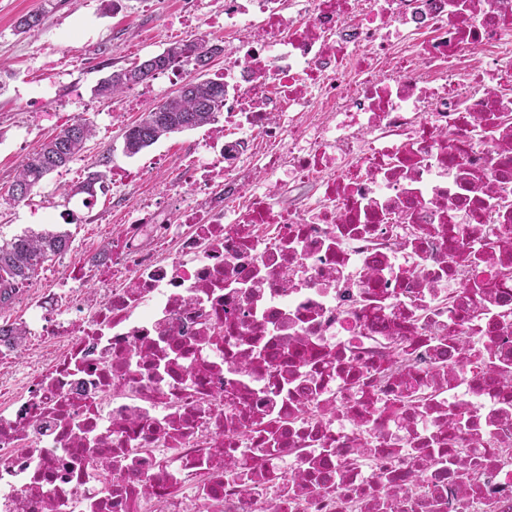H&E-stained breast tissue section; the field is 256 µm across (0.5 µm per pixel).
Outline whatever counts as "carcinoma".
Wrapping results in <instances>:
<instances>
[{
  "label": "carcinoma",
  "mask_w": 512,
  "mask_h": 512,
  "mask_svg": "<svg viewBox=\"0 0 512 512\" xmlns=\"http://www.w3.org/2000/svg\"><path fill=\"white\" fill-rule=\"evenodd\" d=\"M45 24V16L34 13L21 17L17 27L27 34L39 31ZM224 54V46L205 39L189 44L175 43L157 61L148 64L144 59L131 67L114 71L98 85L96 92L106 98L122 94L126 89L142 84L177 64H184L194 76L165 100L148 110L135 124L128 127L123 136V150L134 156L162 137L210 125L217 113L224 109V96L214 90L224 87V78H203L212 61ZM95 136V125L88 118H78L44 142L40 148L18 167L8 190V201L26 200L34 188L52 172L66 166L81 154L88 141ZM97 169L87 171L85 178L65 190L64 196L85 194L96 197L93 188L106 192L109 181V158L96 163ZM71 246V234L56 228L40 232L27 230L9 240H0V309L8 308L16 294L24 288L42 266L55 257L66 253ZM28 330L23 323L0 324V336H11L17 352L24 353L28 346L25 336Z\"/></svg>",
  "instance_id": "cac0c4a2"
}]
</instances>
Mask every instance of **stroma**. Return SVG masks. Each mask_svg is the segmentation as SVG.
<instances>
[{"label": "stroma", "mask_w": 512, "mask_h": 512, "mask_svg": "<svg viewBox=\"0 0 512 512\" xmlns=\"http://www.w3.org/2000/svg\"><path fill=\"white\" fill-rule=\"evenodd\" d=\"M223 6L224 0H0V239L54 224L72 234L69 251L39 270L31 289L62 282L72 266L96 263L143 200L181 190L180 159L205 139L206 128L168 135L132 157L122 137L127 125L178 89L180 79L157 75L142 98L133 87L111 100L95 88L178 39L227 41ZM31 13L45 15L43 28L18 33V20ZM80 116L96 126L86 151L47 176L28 200L5 203L17 167ZM104 156L110 159L108 192L91 201L64 199L63 188Z\"/></svg>", "instance_id": "1"}]
</instances>
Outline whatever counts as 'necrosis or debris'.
<instances>
[{
	"label": "necrosis or debris",
	"mask_w": 512,
	"mask_h": 512,
	"mask_svg": "<svg viewBox=\"0 0 512 512\" xmlns=\"http://www.w3.org/2000/svg\"><path fill=\"white\" fill-rule=\"evenodd\" d=\"M223 14L197 205L72 267L86 316L27 298L22 376L0 341V512H512V0Z\"/></svg>",
	"instance_id": "obj_1"
}]
</instances>
